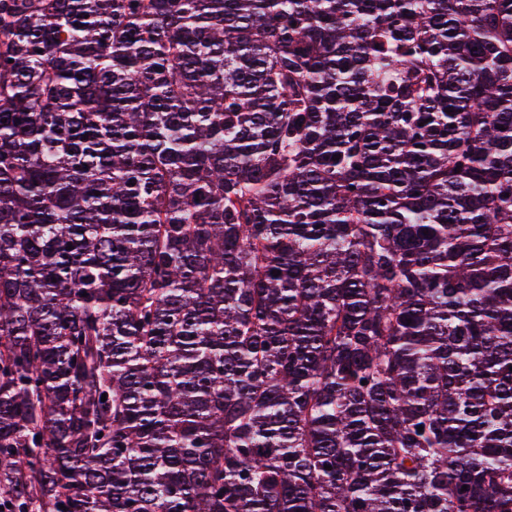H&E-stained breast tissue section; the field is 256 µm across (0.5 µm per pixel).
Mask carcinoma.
<instances>
[{
  "label": "carcinoma",
  "instance_id": "obj_1",
  "mask_svg": "<svg viewBox=\"0 0 512 512\" xmlns=\"http://www.w3.org/2000/svg\"><path fill=\"white\" fill-rule=\"evenodd\" d=\"M0 512H512V0H0Z\"/></svg>",
  "mask_w": 512,
  "mask_h": 512
}]
</instances>
